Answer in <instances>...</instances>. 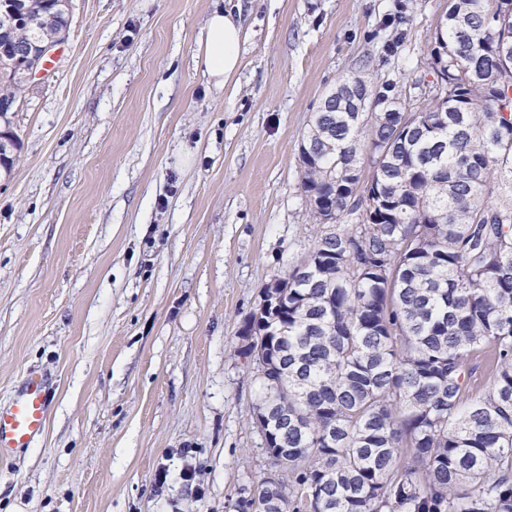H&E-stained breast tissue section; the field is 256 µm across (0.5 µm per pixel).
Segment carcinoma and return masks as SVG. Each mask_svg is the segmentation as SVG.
<instances>
[{"instance_id": "cac0c4a2", "label": "carcinoma", "mask_w": 512, "mask_h": 512, "mask_svg": "<svg viewBox=\"0 0 512 512\" xmlns=\"http://www.w3.org/2000/svg\"><path fill=\"white\" fill-rule=\"evenodd\" d=\"M11 40L51 23L27 0ZM512 0H448L428 45L436 94L419 112L361 75L322 97L303 136L301 186L319 230L261 290L239 335L261 395L263 452L288 472L242 512H512ZM24 64L0 50V95ZM380 108L357 111L364 96ZM507 106L511 111L504 112ZM0 112V155L17 147ZM493 385L467 396L471 360Z\"/></svg>"}]
</instances>
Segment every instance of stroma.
<instances>
[{
    "label": "stroma",
    "mask_w": 512,
    "mask_h": 512,
    "mask_svg": "<svg viewBox=\"0 0 512 512\" xmlns=\"http://www.w3.org/2000/svg\"><path fill=\"white\" fill-rule=\"evenodd\" d=\"M239 5L224 88L199 51L216 0H69L66 51L22 96L0 180V403L35 371L49 405L0 457V512H240L275 473L239 330L312 247L309 117L354 73L421 106L448 0Z\"/></svg>",
    "instance_id": "obj_1"
}]
</instances>
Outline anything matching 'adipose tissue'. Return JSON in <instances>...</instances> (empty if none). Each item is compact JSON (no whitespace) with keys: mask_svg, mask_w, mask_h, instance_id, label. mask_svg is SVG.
Segmentation results:
<instances>
[{"mask_svg":"<svg viewBox=\"0 0 512 512\" xmlns=\"http://www.w3.org/2000/svg\"><path fill=\"white\" fill-rule=\"evenodd\" d=\"M242 28L232 13L213 10L205 25L201 57L208 80L215 87H223L239 70Z\"/></svg>","mask_w":512,"mask_h":512,"instance_id":"adipose-tissue-1","label":"adipose tissue"}]
</instances>
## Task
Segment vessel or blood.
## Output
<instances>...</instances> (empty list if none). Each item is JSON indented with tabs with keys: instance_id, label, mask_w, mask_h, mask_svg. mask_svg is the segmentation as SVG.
Here are the masks:
<instances>
[{
	"instance_id": "b4317fda",
	"label": "vessel or blood",
	"mask_w": 512,
	"mask_h": 512,
	"mask_svg": "<svg viewBox=\"0 0 512 512\" xmlns=\"http://www.w3.org/2000/svg\"><path fill=\"white\" fill-rule=\"evenodd\" d=\"M47 391L42 378L28 373L17 396L0 404V453L28 447L46 426Z\"/></svg>"
}]
</instances>
